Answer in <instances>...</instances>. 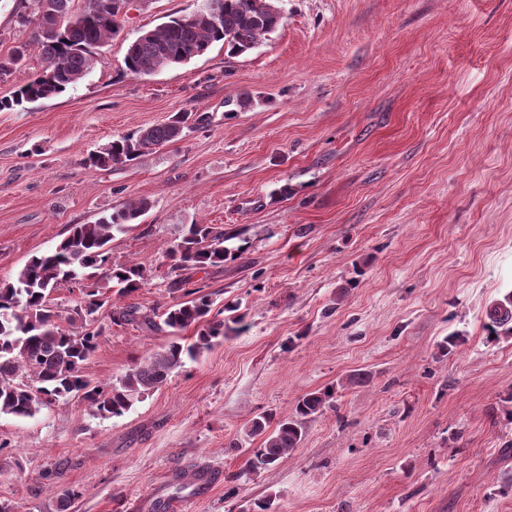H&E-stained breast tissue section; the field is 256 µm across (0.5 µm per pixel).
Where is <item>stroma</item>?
<instances>
[{
    "label": "stroma",
    "mask_w": 512,
    "mask_h": 512,
    "mask_svg": "<svg viewBox=\"0 0 512 512\" xmlns=\"http://www.w3.org/2000/svg\"><path fill=\"white\" fill-rule=\"evenodd\" d=\"M28 2L0 0L2 57L34 40ZM200 5L136 0L89 75L0 110V280L144 198L111 252L149 281L117 305L164 311L166 246L218 224L241 257L191 283L215 309L239 303L240 330L124 416L68 398L0 417V501L142 512L170 471L207 465L223 478L194 512H512V337L485 329L512 292V0H279V27L242 55L218 43L127 71L134 39ZM176 112L209 121L133 163L87 165ZM97 322L87 372L102 381L171 340L105 308ZM328 385L335 406L293 456L247 471L250 419Z\"/></svg>",
    "instance_id": "stroma-1"
}]
</instances>
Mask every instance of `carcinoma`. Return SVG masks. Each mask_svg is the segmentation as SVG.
Masks as SVG:
<instances>
[{
	"label": "carcinoma",
	"mask_w": 512,
	"mask_h": 512,
	"mask_svg": "<svg viewBox=\"0 0 512 512\" xmlns=\"http://www.w3.org/2000/svg\"><path fill=\"white\" fill-rule=\"evenodd\" d=\"M123 3L129 6L132 0H83L79 8L74 7L75 0H31L23 22L37 30L40 69L13 99L0 101V110L60 94L91 73L95 49L117 33ZM281 21L274 0H203L196 13L142 32L127 48L126 68L134 75H149L202 57L219 42L228 55L237 56L254 48ZM27 56L28 45L21 44L0 58V82L8 80ZM191 120L201 125L207 116L176 112L163 124L108 142L90 154L88 163L107 169L133 162L179 140ZM148 209L149 202L140 199L92 223L73 224L53 253L32 256L12 278L0 282V416L30 418L73 395L102 417H121L163 386L185 366V360L196 359L236 331L240 317L224 319L212 313L209 295L186 288L190 278L184 271L221 266L237 259L238 253L224 246L228 238L224 227L191 224L165 251L177 272L169 291H181L185 299L166 308L162 324L172 334L202 325L195 342L171 341L137 362L116 383H102L86 374L85 366L102 335V327L90 316L103 306H111L110 320L117 325L157 326V313L136 305L114 307L111 297L86 285L99 278L118 288L121 296L147 285L146 267L134 261L112 262L108 245L115 235L132 231ZM63 285L82 293L80 309L89 319L79 330L61 326L51 306L50 295ZM487 319L485 328L494 339L512 336L511 292L491 303ZM335 393L333 386L305 393L295 401L292 413L276 422L270 414L252 418L246 436L263 440L250 450L249 468L256 472L290 458L302 443L305 425L330 407Z\"/></svg>",
	"instance_id": "1"
}]
</instances>
